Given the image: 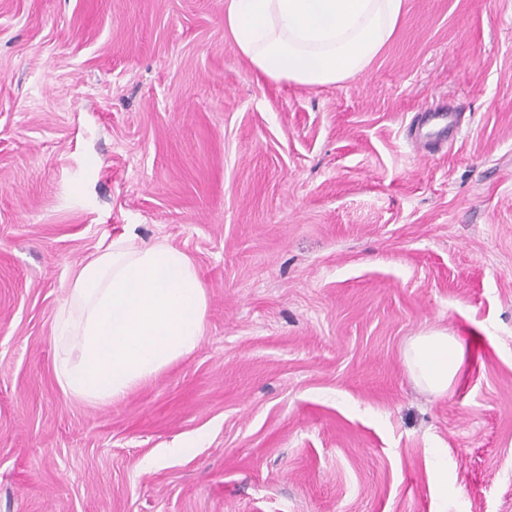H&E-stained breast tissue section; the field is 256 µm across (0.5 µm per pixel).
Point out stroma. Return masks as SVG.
Returning a JSON list of instances; mask_svg holds the SVG:
<instances>
[{
  "mask_svg": "<svg viewBox=\"0 0 512 512\" xmlns=\"http://www.w3.org/2000/svg\"><path fill=\"white\" fill-rule=\"evenodd\" d=\"M224 8L0 0V512H512V0H404L318 87L259 77ZM129 231L191 258L205 330L93 404L54 317ZM430 330L464 346L440 397ZM405 362L421 388L434 395H444L461 374L464 347L459 338L446 332L423 334L410 342Z\"/></svg>",
  "mask_w": 512,
  "mask_h": 512,
  "instance_id": "stroma-1",
  "label": "stroma"
}]
</instances>
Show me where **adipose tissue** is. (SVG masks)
<instances>
[{
	"label": "adipose tissue",
	"mask_w": 512,
	"mask_h": 512,
	"mask_svg": "<svg viewBox=\"0 0 512 512\" xmlns=\"http://www.w3.org/2000/svg\"><path fill=\"white\" fill-rule=\"evenodd\" d=\"M403 0H227L224 25L259 76L306 86L365 71L392 39ZM206 295L192 260L163 241L113 239L76 273L58 308L55 375L64 392L109 404L190 354ZM405 362L418 385L446 394L464 347L444 332L415 337Z\"/></svg>",
	"instance_id": "1"
}]
</instances>
